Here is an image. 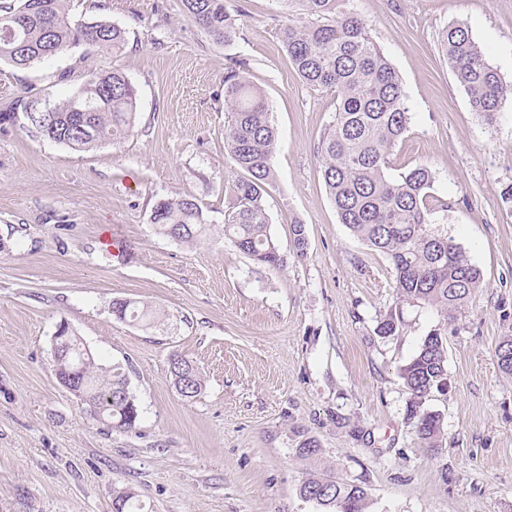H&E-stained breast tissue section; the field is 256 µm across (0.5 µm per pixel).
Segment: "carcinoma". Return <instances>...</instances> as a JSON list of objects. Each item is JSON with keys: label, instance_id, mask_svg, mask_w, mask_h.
I'll list each match as a JSON object with an SVG mask.
<instances>
[{"label": "carcinoma", "instance_id": "1", "mask_svg": "<svg viewBox=\"0 0 512 512\" xmlns=\"http://www.w3.org/2000/svg\"><path fill=\"white\" fill-rule=\"evenodd\" d=\"M301 15L279 28L283 52L298 77L310 88L330 87L338 92L336 119L320 141L326 190L340 223L366 245L389 258L394 270L396 305L380 318L377 333L394 336L403 325L402 306H429L445 319L462 307L481 286L480 270L452 239L433 226L429 207L434 174L417 165L396 175L389 173V155L409 128L402 79L373 41L367 22L340 8L342 0H282ZM185 14L212 40L229 46L237 35L236 14L225 0H182ZM24 49H19V44ZM443 53L463 89L471 111L486 122L496 119L503 102L512 97L489 64L483 49L461 23L446 26L440 35ZM127 45L126 31L100 19L73 20L64 0H0V60L26 68L78 46L110 49ZM247 64L228 58L224 68V104L230 119L224 128V150L232 159L235 175L225 189L234 204L224 214V238L254 263L281 267L284 258L270 232L265 195L273 181L271 161L278 135L269 118L262 91L247 76ZM79 78L76 91L53 105L55 119L48 128L33 126L28 132L85 151L104 140L119 141L136 124V90L124 75L110 71H68L61 79ZM29 98L18 97L0 110V128L13 125ZM84 115L89 132L73 125ZM152 211L157 233L180 242H198L208 235L201 207L188 195L156 202ZM119 319L148 321L153 312L129 300L112 303ZM61 357L54 364L63 383L70 375L79 380L80 400L90 415L107 429L127 432L136 428L140 409L130 392L128 378L119 365L108 370L97 363L81 338L65 334L58 342ZM499 369L512 376V336H504L495 349ZM170 373L178 393L187 400L202 392L201 373L192 361L175 356ZM409 394L407 417L420 447L437 448L442 417L424 408L447 379L446 337L430 332L417 353L401 368ZM300 494L317 497L327 512H366L368 492L355 482L313 476L300 486ZM114 512H140L135 494L119 490Z\"/></svg>", "mask_w": 512, "mask_h": 512}]
</instances>
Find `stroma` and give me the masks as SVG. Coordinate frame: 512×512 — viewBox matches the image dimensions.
I'll use <instances>...</instances> for the list:
<instances>
[{
	"instance_id": "obj_1",
	"label": "stroma",
	"mask_w": 512,
	"mask_h": 512,
	"mask_svg": "<svg viewBox=\"0 0 512 512\" xmlns=\"http://www.w3.org/2000/svg\"><path fill=\"white\" fill-rule=\"evenodd\" d=\"M226 2L241 10L228 47L181 0H67L72 18L124 28V51L78 47L26 69L0 62V109L20 95L68 97L65 71L115 67L139 109L132 133L88 151L0 131V512H113L122 488L142 512H323L300 495L313 476L361 483L367 512H512V376L495 356L512 335V99L494 122L478 117L438 42L464 24L512 84V0H346L403 81L411 121L392 170L431 168L441 202L432 222L482 275L452 320L408 307L389 337L376 326L396 299L391 266L340 223L317 153L337 93L298 78L279 43L280 0ZM230 55L246 60L280 139L266 197L280 269L223 234ZM178 194L198 200L206 240L156 233L152 207ZM107 229L117 248L102 244ZM117 299L151 307L153 323L116 318ZM62 323L125 368L135 429L108 430L58 382ZM436 329L448 392L425 403L443 422L429 449L407 419L400 369ZM175 355L201 372L194 400L174 387ZM306 438L319 453L304 459Z\"/></svg>"
}]
</instances>
